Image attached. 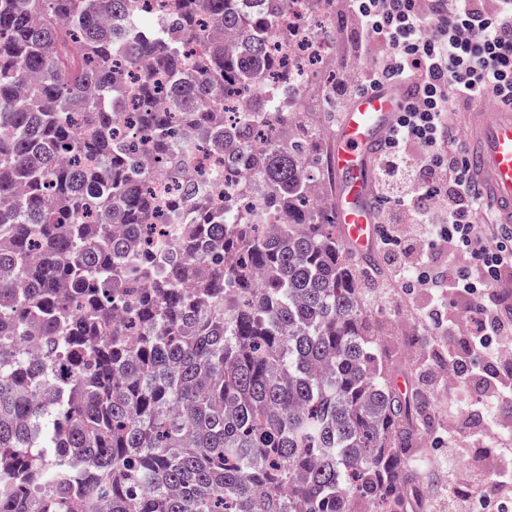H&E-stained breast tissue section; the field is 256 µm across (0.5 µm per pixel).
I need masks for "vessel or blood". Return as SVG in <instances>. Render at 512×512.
Returning a JSON list of instances; mask_svg holds the SVG:
<instances>
[{"label": "vessel or blood", "mask_w": 512, "mask_h": 512, "mask_svg": "<svg viewBox=\"0 0 512 512\" xmlns=\"http://www.w3.org/2000/svg\"><path fill=\"white\" fill-rule=\"evenodd\" d=\"M410 94L402 81L355 94L345 101L331 133L333 215L348 250L363 256H372L379 243L381 211L373 169ZM465 127L471 186L495 223L512 225V105L474 103Z\"/></svg>", "instance_id": "b4317fda"}]
</instances>
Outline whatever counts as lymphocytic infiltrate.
I'll list each match as a JSON object with an SVG mask.
<instances>
[{
	"label": "lymphocytic infiltrate",
	"instance_id": "lymphocytic-infiltrate-1",
	"mask_svg": "<svg viewBox=\"0 0 512 512\" xmlns=\"http://www.w3.org/2000/svg\"><path fill=\"white\" fill-rule=\"evenodd\" d=\"M375 49L371 65L341 82L326 100L335 120L342 99L386 81H404L411 100L400 111L379 158L380 188L397 183L380 245L394 268L384 280L361 278L367 301L386 307L423 293L417 314L426 335H466L449 360L456 381L482 376L481 407L497 431L487 459L501 473L492 492L459 496L454 512H512V427L497 409L512 395V227L482 214L471 188L454 105L490 98L512 105V0H346ZM472 303L448 313L449 298Z\"/></svg>",
	"mask_w": 512,
	"mask_h": 512
}]
</instances>
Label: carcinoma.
<instances>
[{
    "mask_svg": "<svg viewBox=\"0 0 512 512\" xmlns=\"http://www.w3.org/2000/svg\"><path fill=\"white\" fill-rule=\"evenodd\" d=\"M290 0H0V512H406L431 427L396 388L315 201L319 134L267 130L264 24ZM187 37L208 44L186 67ZM242 98L224 123V92ZM254 172L229 208L193 145ZM179 180L191 232L155 259ZM285 216L263 232L266 215Z\"/></svg>",
    "mask_w": 512,
    "mask_h": 512,
    "instance_id": "1",
    "label": "carcinoma"
}]
</instances>
